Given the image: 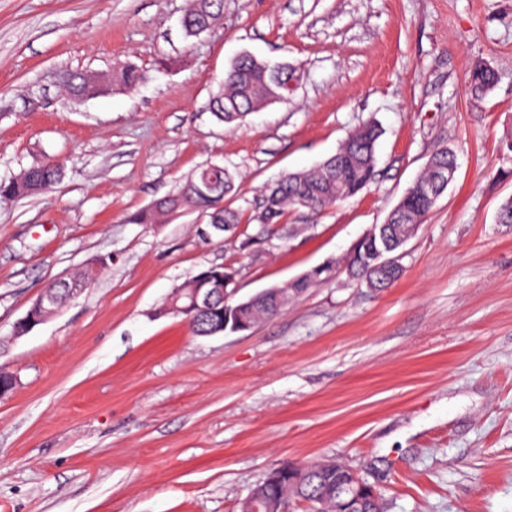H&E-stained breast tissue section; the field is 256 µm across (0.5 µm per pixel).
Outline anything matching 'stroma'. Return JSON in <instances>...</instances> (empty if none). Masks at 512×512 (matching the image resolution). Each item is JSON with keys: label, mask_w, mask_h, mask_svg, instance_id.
Instances as JSON below:
<instances>
[{"label": "stroma", "mask_w": 512, "mask_h": 512, "mask_svg": "<svg viewBox=\"0 0 512 512\" xmlns=\"http://www.w3.org/2000/svg\"><path fill=\"white\" fill-rule=\"evenodd\" d=\"M188 0H0V179L52 160L53 189L0 202V512H239L283 462H342L384 512H512V0H224L196 38ZM301 72L231 128L207 104L241 53ZM143 70L74 100L63 72ZM478 63L498 73L472 96ZM380 123L375 182L284 223L264 186ZM455 181L384 290L340 260L384 223L439 146ZM235 175L243 235L204 214L133 220L200 165ZM256 245H246V237ZM109 263L55 316L14 325L55 279ZM330 262L275 318L196 336L174 288L232 265L239 297ZM144 79V74L137 66L124 62L113 67L109 87L113 91H125L135 87Z\"/></svg>", "instance_id": "35a3bbf8"}]
</instances>
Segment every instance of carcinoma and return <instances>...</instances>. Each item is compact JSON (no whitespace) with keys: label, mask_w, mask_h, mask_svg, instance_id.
<instances>
[{"label":"carcinoma","mask_w":512,"mask_h":512,"mask_svg":"<svg viewBox=\"0 0 512 512\" xmlns=\"http://www.w3.org/2000/svg\"><path fill=\"white\" fill-rule=\"evenodd\" d=\"M224 0H191L182 25L188 37H196L210 30L221 17ZM271 71L259 60L250 56L239 57L225 72L224 83L212 93L208 108L226 125L239 126L252 111L265 105L270 86ZM145 79L137 66L120 63L113 67L109 87L113 91H125ZM497 80L495 71L486 64L474 66L469 73L468 90L476 96L490 92ZM66 91L74 97H84L90 88L89 76L66 72L61 76ZM381 129L374 121H366L345 140L335 155L309 171L288 173L266 188L260 223L274 225L283 222L290 209L299 208L300 201L307 202L313 213L320 212L338 202L356 197L369 187L376 178V145ZM455 163L454 151L442 147L431 156V164L415 183L407 189L389 215L385 225L376 226L372 234L362 238L348 253L346 268L349 274L364 283H373L382 290L390 287L401 275L393 270L384 275L376 270L379 256L397 249L401 239L409 237L417 225L433 210L439 195L426 190L434 181L435 168ZM63 177L62 167L53 162L33 166L20 176L0 181V200L9 201L30 197L52 189ZM234 189V176L222 165L208 163L198 167L174 194L155 200L150 207L138 214L135 220L142 224H163L170 217L187 210H198L208 217L205 226L198 229L199 236L208 239L218 233L234 234L242 215L224 206V197ZM96 273L90 266L76 278H60L54 284L60 302H65L66 289L85 284ZM232 277L233 268L209 267L181 284L183 288H215L218 276ZM282 308L274 301H266L255 307L248 322L252 325L270 319ZM305 477L298 483L284 482L275 492L286 498H302L322 504L321 512H348L347 503L356 490L345 479L340 463H314L304 466Z\"/></svg>","instance_id":"1"}]
</instances>
